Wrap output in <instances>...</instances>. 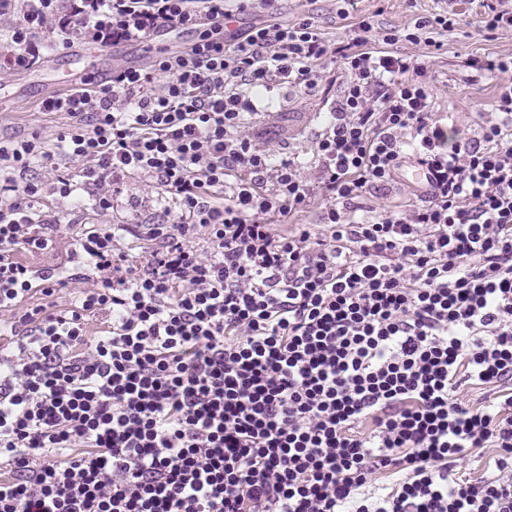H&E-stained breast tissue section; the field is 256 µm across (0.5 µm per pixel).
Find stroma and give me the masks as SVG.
Segmentation results:
<instances>
[{
	"mask_svg": "<svg viewBox=\"0 0 512 512\" xmlns=\"http://www.w3.org/2000/svg\"><path fill=\"white\" fill-rule=\"evenodd\" d=\"M275 7L282 21L312 19L323 36L335 44L346 41L355 24L367 17L372 18L376 27L400 29L415 16L453 9L456 24L443 35L444 47L431 58L428 71L433 78L436 111L447 113L454 128L465 138L471 137L478 125L492 115L499 85L512 81V72L490 77L465 64L472 55L512 56V30L501 29L491 34L484 31L478 0H359L356 10L346 15L341 13L337 0H277ZM91 49L88 43L61 45L44 52L30 70H0V139L36 132L49 139L55 137L67 124V116L40 111L39 106L48 96L66 92L67 86L62 82L65 71H83L85 80L96 83L109 77L117 67L147 62L137 43H123L107 46L99 65L89 69L85 66V55ZM322 72L331 81L328 93L315 97L280 94L269 111L255 116L249 132L259 148L283 156L296 153L312 160L316 136L331 101L340 92L342 78L335 62H326ZM95 193V187H82L74 201L44 193L41 211L55 212L63 222L51 247L33 257L36 267L69 270L71 237L80 228L96 224H148L159 216V189L138 178L126 180L109 211L97 208Z\"/></svg>",
	"mask_w": 512,
	"mask_h": 512,
	"instance_id": "1",
	"label": "stroma"
}]
</instances>
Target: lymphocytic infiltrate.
<instances>
[{
	"label": "lymphocytic infiltrate",
	"instance_id": "1",
	"mask_svg": "<svg viewBox=\"0 0 512 512\" xmlns=\"http://www.w3.org/2000/svg\"><path fill=\"white\" fill-rule=\"evenodd\" d=\"M273 2L0 0L20 16L0 52L13 72L38 63L40 33H197L44 99L71 120L55 140L0 141V512H512V83L450 138L425 64L447 12L385 32L365 18L336 45L308 18L225 24ZM327 60L344 89L312 166L258 148L257 90L318 95ZM37 164L64 199L79 176L106 210L135 176L177 209L94 225L72 274L39 271L60 219L39 211ZM408 168L414 203L375 211ZM314 206L318 227L275 229Z\"/></svg>",
	"mask_w": 512,
	"mask_h": 512
}]
</instances>
